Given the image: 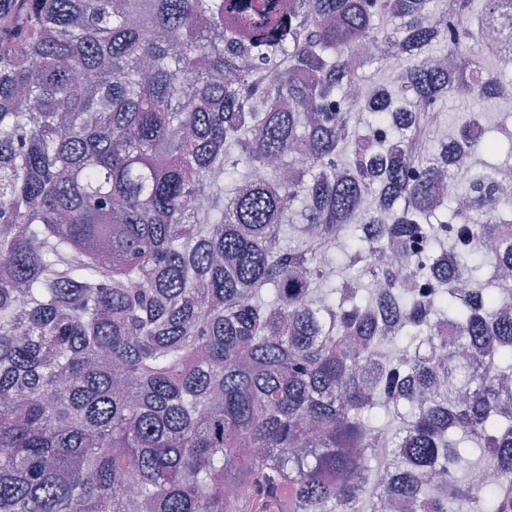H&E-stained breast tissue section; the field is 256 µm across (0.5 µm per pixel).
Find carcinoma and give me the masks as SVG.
<instances>
[{"label": "carcinoma", "mask_w": 512, "mask_h": 512, "mask_svg": "<svg viewBox=\"0 0 512 512\" xmlns=\"http://www.w3.org/2000/svg\"><path fill=\"white\" fill-rule=\"evenodd\" d=\"M509 53L512 0H0V512H512V128L449 191L427 112Z\"/></svg>", "instance_id": "carcinoma-1"}]
</instances>
